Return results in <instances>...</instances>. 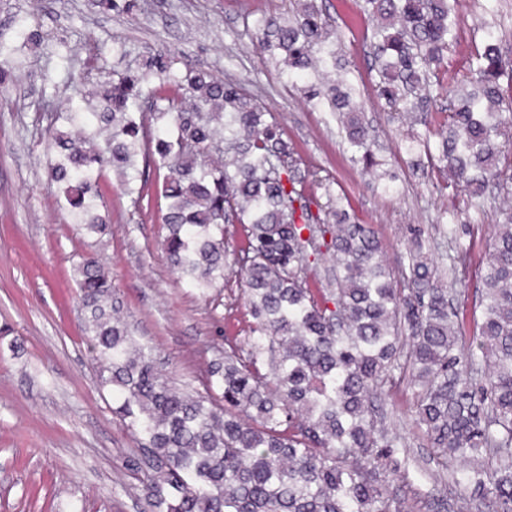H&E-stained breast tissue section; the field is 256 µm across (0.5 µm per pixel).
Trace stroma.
Returning <instances> with one entry per match:
<instances>
[{
    "instance_id": "obj_1",
    "label": "stroma",
    "mask_w": 512,
    "mask_h": 512,
    "mask_svg": "<svg viewBox=\"0 0 512 512\" xmlns=\"http://www.w3.org/2000/svg\"><path fill=\"white\" fill-rule=\"evenodd\" d=\"M127 16L94 0H0V67L15 80L0 94V512H142L146 470L129 461L134 436L114 412L111 392L84 332L76 288L82 257L104 254L122 316L151 341L156 362L177 386L204 391L211 360L245 345L251 317L240 274L220 293L204 296L180 282L164 259L163 200L154 196L163 175L146 174L151 198L134 202L115 174L101 183L110 232L97 239L76 233L68 210L48 184L43 157L54 113L91 92L101 72L137 67L149 52L168 47L181 67L239 84L270 111L300 170L312 214L324 215L341 199L352 221L372 225L390 266H397L411 228L424 229V249L439 256L446 240L442 214L467 228L473 249L456 276L466 294L458 320L472 330L480 316L482 260L494 233L497 201L483 208L452 191L429 158L401 146L413 116L394 119L377 96L359 0H317L356 99L375 138V166L363 170L339 133L332 113L308 106L298 83L285 82L282 64L264 48L265 25L283 21L298 0H140ZM38 31L23 43L20 31ZM494 31L512 59V0H462L458 38L445 62L448 73L469 75L476 45ZM100 51L98 69L85 65L83 49ZM387 421L402 432L412 459L406 478L388 474L390 492L411 512H434L431 503H456L459 489L432 460L414 422L411 390L384 398Z\"/></svg>"
}]
</instances>
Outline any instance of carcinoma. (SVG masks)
<instances>
[{
	"label": "carcinoma",
	"mask_w": 512,
	"mask_h": 512,
	"mask_svg": "<svg viewBox=\"0 0 512 512\" xmlns=\"http://www.w3.org/2000/svg\"><path fill=\"white\" fill-rule=\"evenodd\" d=\"M459 0H363L372 22L376 91L402 113L444 93L453 101L436 146L445 187L480 197L512 193V62L487 32L475 52V84L439 76L457 39ZM265 49L283 55L287 78L338 66L315 0L267 27ZM159 49L137 69L100 76V111L73 137L45 141L51 182L79 230L102 237L98 212L105 172L142 199L138 161L165 169L162 247L187 286L224 287L231 267L225 225L245 224V288L253 323L246 347L224 352L208 371L209 392L171 387L153 348L138 341L112 277L97 257L79 264L84 331L153 472L144 512H401L381 472L404 477L405 436L382 423L377 401L400 384L412 390L441 469L466 508L485 502L512 512V208L488 245L481 322L465 334L438 265L421 246L390 269L369 224L336 205L334 223L312 216L306 176L267 111L237 84L188 68ZM305 97L341 117L354 159L373 165L370 133L346 80L312 83ZM431 127L404 149L430 148ZM330 255L333 288L311 287L309 272ZM270 373L262 372L263 366Z\"/></svg>",
	"instance_id": "cac0c4a2"
}]
</instances>
